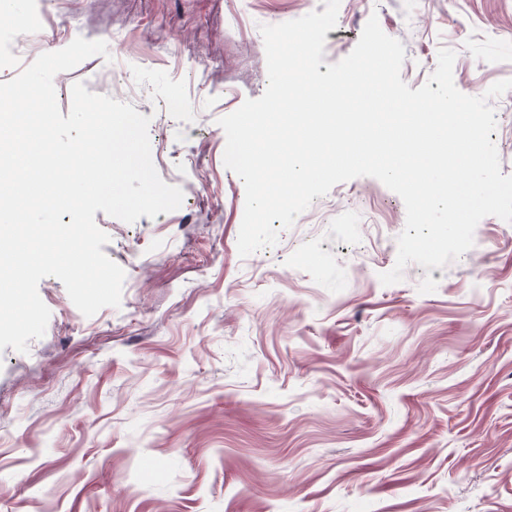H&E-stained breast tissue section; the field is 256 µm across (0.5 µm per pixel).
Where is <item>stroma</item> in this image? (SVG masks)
Returning a JSON list of instances; mask_svg holds the SVG:
<instances>
[{
	"label": "stroma",
	"mask_w": 512,
	"mask_h": 512,
	"mask_svg": "<svg viewBox=\"0 0 512 512\" xmlns=\"http://www.w3.org/2000/svg\"><path fill=\"white\" fill-rule=\"evenodd\" d=\"M5 2L0 82L105 41L55 76L60 111L81 82L149 116L184 200L131 224L96 212L119 307L87 317L40 281L44 336L0 351V512H512V223L485 217L461 258L386 286L406 210L362 176L238 253L245 189L218 120L266 89L260 25L322 0ZM373 15L410 89L443 47L466 95L512 79V0H340L324 62ZM492 106L512 175V90Z\"/></svg>",
	"instance_id": "1"
}]
</instances>
